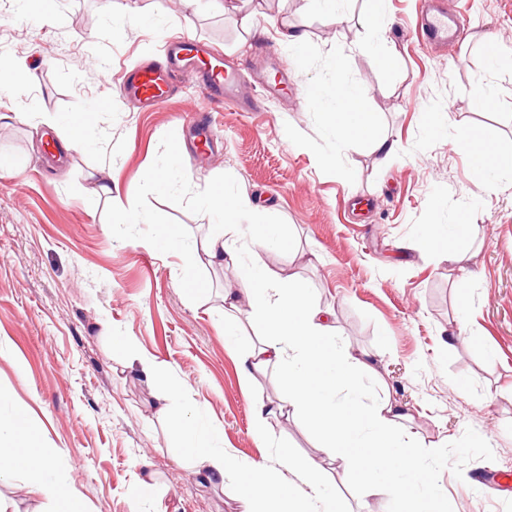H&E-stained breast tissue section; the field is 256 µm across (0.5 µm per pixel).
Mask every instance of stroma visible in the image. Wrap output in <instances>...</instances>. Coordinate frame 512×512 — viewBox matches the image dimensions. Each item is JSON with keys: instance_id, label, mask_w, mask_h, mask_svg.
<instances>
[{"instance_id": "1", "label": "stroma", "mask_w": 512, "mask_h": 512, "mask_svg": "<svg viewBox=\"0 0 512 512\" xmlns=\"http://www.w3.org/2000/svg\"><path fill=\"white\" fill-rule=\"evenodd\" d=\"M54 0V25L38 8L0 0V59L26 61V118L0 105V418L26 415L53 449L45 482L69 481L81 512H244L232 483L202 482L181 461L179 439L154 403L185 386L215 446L279 470L275 449L318 456L321 436L302 417L253 433L254 402L282 388L275 374L245 389L239 355L258 335L245 313L224 314L241 285L175 249L216 218L206 186L220 183L263 210L272 244L247 245L244 265L302 284L333 310L336 331L375 354L379 385L402 427L423 443L418 462L373 481L326 467L323 492L341 512H384L394 487L431 497L439 512H512V171L488 186L453 146L458 129L489 133L512 151V0H454L467 19L458 46L428 52L415 34L421 0H341L343 23L304 0H244L222 13L211 0ZM305 38L296 49L276 30ZM498 32L490 65L484 39ZM180 35L208 42L244 78L257 64L282 78L258 112L210 105L179 83L144 110L122 96L123 72ZM365 96L376 133L397 144L378 167L368 143L339 148L325 124L332 63ZM491 97L488 111L473 98ZM51 125H44L43 116ZM196 116L211 144L193 148ZM88 145L64 153L60 143ZM192 170L194 187L182 173ZM160 173L147 183L149 173ZM116 181L130 207L113 213L95 191ZM474 221L448 237L462 211ZM292 240L288 249L277 237ZM464 253V263L444 258ZM152 357L156 378L131 369L112 339ZM148 467H141V460ZM9 512H64L19 474L0 483Z\"/></svg>"}]
</instances>
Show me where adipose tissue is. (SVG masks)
<instances>
[{"label":"adipose tissue","instance_id":"adipose-tissue-1","mask_svg":"<svg viewBox=\"0 0 512 512\" xmlns=\"http://www.w3.org/2000/svg\"><path fill=\"white\" fill-rule=\"evenodd\" d=\"M332 96L336 107L329 112L327 123L337 143L371 138L378 164L386 165L397 147L374 137V116L364 109L361 91L340 77ZM455 145L486 173L512 170V152L500 150L485 133L459 129ZM205 200L224 221L210 225L193 249L202 253L210 266L238 270L245 283L244 289L225 291V315L247 309L251 320L263 328L262 341L241 356V383L250 386L256 374L274 367L286 388L284 399L255 404L254 433L258 440H267L270 420L297 414L320 432L323 456L300 457L288 449H278L282 468L299 481L297 493L287 497L276 474L265 463L243 461L213 447L210 434L199 427L193 412L184 406L182 385H171L161 396L158 413L178 434L181 456L192 463L197 475L208 482H233L241 498L252 505V512H313L317 503L322 512H336L335 500L322 498L323 459L354 465L367 481L374 472L392 471L390 445L399 444L404 459L410 462L416 458L421 442L412 435L397 439L404 415L390 399L371 405L337 401V393L354 391L363 376L375 375L369 353L337 335L331 313L317 305L303 286L275 272H258L242 265L241 240H265V225L251 198L229 195L212 185L205 191ZM50 461L49 452L39 446L37 434L25 416L0 422L1 482L25 469L31 473L33 493L63 502L72 500L67 481L51 485L42 482L40 475Z\"/></svg>","mask_w":512,"mask_h":512}]
</instances>
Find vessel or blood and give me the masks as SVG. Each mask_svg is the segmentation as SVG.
Returning a JSON list of instances; mask_svg holds the SVG:
<instances>
[{
    "label": "vessel or blood",
    "instance_id": "1",
    "mask_svg": "<svg viewBox=\"0 0 512 512\" xmlns=\"http://www.w3.org/2000/svg\"><path fill=\"white\" fill-rule=\"evenodd\" d=\"M466 24L464 14L447 10L436 0L423 10L416 36L427 48L450 46L460 40ZM211 52V46L202 40L186 39L170 44L162 57L143 64L129 76L121 92L141 102L162 103L179 79L189 75L186 65L193 61L198 65L193 78L204 102L227 103L243 112L258 111L259 100L243 92L237 72L211 60Z\"/></svg>",
    "mask_w": 512,
    "mask_h": 512
}]
</instances>
